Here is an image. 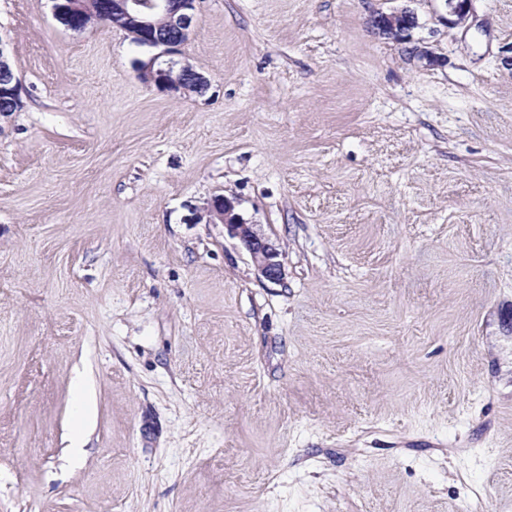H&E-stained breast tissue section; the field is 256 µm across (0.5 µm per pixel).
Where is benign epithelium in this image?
Segmentation results:
<instances>
[{"label": "benign epithelium", "mask_w": 512, "mask_h": 512, "mask_svg": "<svg viewBox=\"0 0 512 512\" xmlns=\"http://www.w3.org/2000/svg\"><path fill=\"white\" fill-rule=\"evenodd\" d=\"M197 0H104L102 16L122 27L139 44L160 48V52L146 61L139 62L140 78L159 88L175 91H196L206 80L186 63L175 59L180 54L183 40L189 37ZM57 17L73 23L77 12L85 11L83 0H55ZM376 23L388 35L397 40H406L416 25V17L408 9L390 14L380 13ZM20 81L9 65L0 45V94L8 96L10 105L21 104ZM209 223L224 225L227 233L240 240L251 254L258 271L270 281L282 277L279 252L259 231L235 212V202L218 196L208 209Z\"/></svg>", "instance_id": "7a95c632"}]
</instances>
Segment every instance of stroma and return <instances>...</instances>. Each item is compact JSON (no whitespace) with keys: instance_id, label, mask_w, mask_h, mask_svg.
Returning <instances> with one entry per match:
<instances>
[{"instance_id":"1","label":"stroma","mask_w":512,"mask_h":512,"mask_svg":"<svg viewBox=\"0 0 512 512\" xmlns=\"http://www.w3.org/2000/svg\"><path fill=\"white\" fill-rule=\"evenodd\" d=\"M449 17L199 0L184 93L0 0V512H512V0ZM396 18H404L405 21L397 24ZM376 23L386 34L397 40H406L409 37L410 30L416 25V17L410 10L402 9L390 14H378ZM19 86L20 81L6 60L0 41V95L2 93L8 96L10 106L19 107L21 104ZM207 212L209 223L224 224L227 233L240 240L251 254L263 277L270 281L281 279L282 264L276 247L259 233L256 224H248L235 212L233 200L225 196L215 197Z\"/></svg>"}]
</instances>
